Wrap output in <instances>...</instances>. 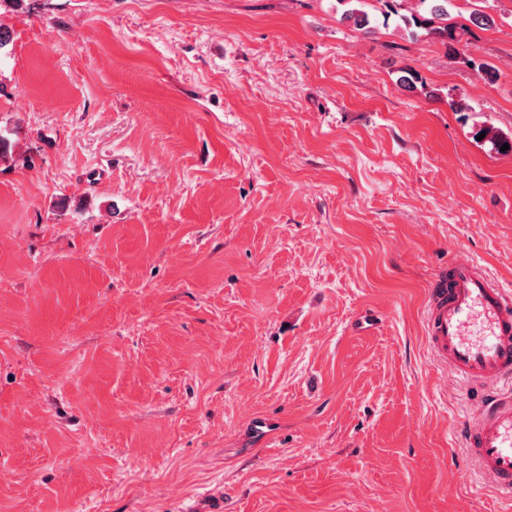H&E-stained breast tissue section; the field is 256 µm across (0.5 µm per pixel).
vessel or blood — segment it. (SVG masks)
Returning a JSON list of instances; mask_svg holds the SVG:
<instances>
[{"label":"vessel or blood","mask_w":512,"mask_h":512,"mask_svg":"<svg viewBox=\"0 0 512 512\" xmlns=\"http://www.w3.org/2000/svg\"><path fill=\"white\" fill-rule=\"evenodd\" d=\"M427 339L467 385L488 387L461 437L499 496L512 497V296L474 262L454 264L435 283Z\"/></svg>","instance_id":"1"}]
</instances>
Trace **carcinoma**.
I'll return each instance as SVG.
<instances>
[{"mask_svg": "<svg viewBox=\"0 0 512 512\" xmlns=\"http://www.w3.org/2000/svg\"><path fill=\"white\" fill-rule=\"evenodd\" d=\"M346 7L342 13V20L350 22L358 29L370 25L371 19L365 10V0H336ZM386 10L382 12L384 18L397 17L404 25V30L410 36L416 35V30L424 29L429 33L441 37V41L448 47L450 57H455L458 50L455 45L460 43L469 29L463 26L459 29L448 25V4L451 0H414V6L408 7L407 0H383ZM483 141L491 145V149L500 152V148L507 144L506 153H512V135L498 131L492 127H484Z\"/></svg>", "mask_w": 512, "mask_h": 512, "instance_id": "cac0c4a2", "label": "carcinoma"}]
</instances>
